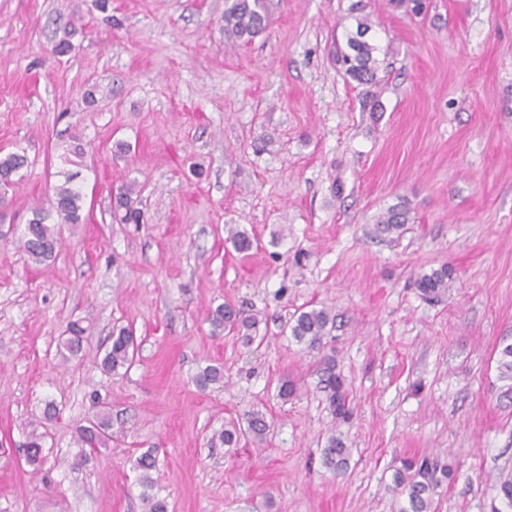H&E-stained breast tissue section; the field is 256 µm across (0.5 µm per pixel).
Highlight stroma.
I'll return each mask as SVG.
<instances>
[{
  "mask_svg": "<svg viewBox=\"0 0 512 512\" xmlns=\"http://www.w3.org/2000/svg\"><path fill=\"white\" fill-rule=\"evenodd\" d=\"M269 12L234 44L224 0H0V155L28 159L0 206V512H147L148 494L168 512H397L393 474L416 455L454 468L437 512H491L512 478L496 370L512 340V0ZM361 19L372 85L339 59ZM65 36L71 52L54 56ZM75 140L82 220L37 264L17 241ZM126 183L143 223L112 219ZM396 204L410 221L390 239L376 223ZM230 226L256 247L235 251ZM443 266L445 294L425 301L417 277ZM225 303L261 312L253 343L213 333ZM321 306L348 424L316 353L282 329ZM72 321L86 330L76 356L61 341ZM117 325L139 356L109 377L98 346ZM209 365L224 381L199 389ZM284 378L299 387L286 401ZM100 402L114 438L92 453L78 431ZM256 410L266 440L212 444ZM334 434L351 450L340 471L322 461ZM148 450L147 489L135 464ZM319 372L325 389L329 392V401L333 408V414L339 422L347 423L352 416V409L348 399L349 392L345 379L340 373H336V363L333 356L322 355L319 358Z\"/></svg>",
  "mask_w": 512,
  "mask_h": 512,
  "instance_id": "35a3bbf8",
  "label": "stroma"
}]
</instances>
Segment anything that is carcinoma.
Masks as SVG:
<instances>
[{"label":"carcinoma","mask_w":512,"mask_h":512,"mask_svg":"<svg viewBox=\"0 0 512 512\" xmlns=\"http://www.w3.org/2000/svg\"><path fill=\"white\" fill-rule=\"evenodd\" d=\"M269 22L268 0H224V34L233 42L246 43L262 32ZM369 25L365 21L357 23L356 31L347 37L348 52L343 61L348 65V72L360 83H373L376 79V59L373 53L376 47L366 40ZM27 164V158L20 153H9L0 156V189L11 194L15 191L18 180L15 175ZM64 180L53 187L50 199L51 210L45 212L37 209L33 218L19 238V242L28 257L36 263H42L53 257L58 248V236L55 225L47 223L51 215H56L59 224H77L81 220L83 195L73 185V175L62 173ZM135 187L123 186L115 197L112 218L122 224H138L141 212L133 206ZM409 221V211L403 205H394L380 218L377 224L379 233L392 236L400 234ZM230 240L234 249L246 253L253 247L252 237L244 231H230ZM448 267L443 266L429 274H423L416 280V286L423 299L433 302L441 298L447 286ZM208 321L215 331H234L241 327L251 329L258 324V315L247 314L229 304L218 306L208 316ZM334 323L331 309L326 307L311 308L293 316L286 322L289 335L309 350H320L324 347V339ZM70 336L63 341L64 347L76 355L82 350L85 328L79 323L69 324ZM137 344L132 330L119 328L112 331L108 343L104 347L99 366L108 374H117L129 368L134 362ZM319 372L325 389L329 392V401L336 420L346 423L351 419L349 392L345 379L336 372V363L332 356L322 355L319 358ZM498 377L503 382L504 394L512 393V342H504L497 356ZM224 379V372L218 366H206L196 377V385L207 389L219 384ZM269 425L264 416L258 412L251 414L247 420V429L235 426L226 428L217 434L219 441L228 446L239 443L240 437L252 436L258 442L263 441ZM112 417L107 411L98 412L89 421V425L79 431V441L83 448H106L112 441ZM27 460L32 465L41 462V436L32 432L25 444ZM350 449L343 440L331 435L327 446L323 449V460L327 467L340 470L348 465ZM156 459L151 453L142 454L137 467L141 470V484L150 486L149 472L155 468ZM453 478L451 466L438 455L412 456L400 461V467L394 474L393 493L404 497V505L398 512H435V497L441 493L443 486ZM499 504L492 505V512H512V480L504 481L499 487Z\"/></svg>","instance_id":"carcinoma-1"}]
</instances>
